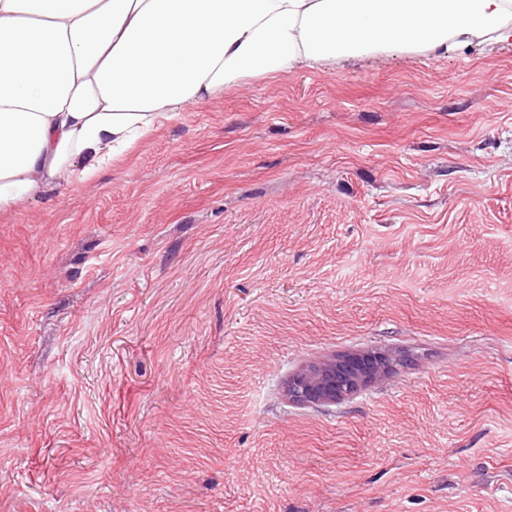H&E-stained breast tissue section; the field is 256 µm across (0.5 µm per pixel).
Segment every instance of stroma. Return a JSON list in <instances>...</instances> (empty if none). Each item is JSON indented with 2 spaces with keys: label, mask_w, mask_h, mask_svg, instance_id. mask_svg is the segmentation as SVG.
Instances as JSON below:
<instances>
[{
  "label": "stroma",
  "mask_w": 512,
  "mask_h": 512,
  "mask_svg": "<svg viewBox=\"0 0 512 512\" xmlns=\"http://www.w3.org/2000/svg\"><path fill=\"white\" fill-rule=\"evenodd\" d=\"M0 512H512V41L250 80L0 210ZM405 361L402 354L378 349L334 355L305 365L290 375L285 394L297 405H335L390 376Z\"/></svg>",
  "instance_id": "stroma-1"
}]
</instances>
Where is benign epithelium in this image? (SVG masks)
Returning <instances> with one entry per match:
<instances>
[{
  "label": "benign epithelium",
  "mask_w": 512,
  "mask_h": 512,
  "mask_svg": "<svg viewBox=\"0 0 512 512\" xmlns=\"http://www.w3.org/2000/svg\"><path fill=\"white\" fill-rule=\"evenodd\" d=\"M405 361L402 354L378 349L334 355L305 365L290 375L285 394L297 405H334L390 376Z\"/></svg>",
  "instance_id": "obj_1"
}]
</instances>
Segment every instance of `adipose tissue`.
<instances>
[{"label": "adipose tissue", "instance_id": "ef3b65f1", "mask_svg": "<svg viewBox=\"0 0 512 512\" xmlns=\"http://www.w3.org/2000/svg\"><path fill=\"white\" fill-rule=\"evenodd\" d=\"M512 39V0H0V209L295 66Z\"/></svg>", "mask_w": 512, "mask_h": 512}]
</instances>
